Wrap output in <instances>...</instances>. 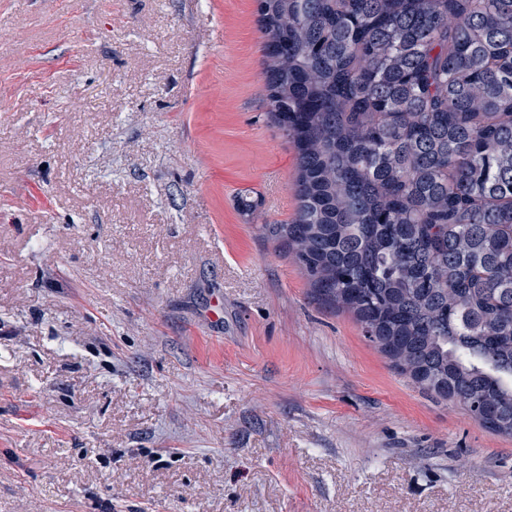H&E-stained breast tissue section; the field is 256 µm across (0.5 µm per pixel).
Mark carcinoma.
<instances>
[{
    "label": "carcinoma",
    "instance_id": "carcinoma-1",
    "mask_svg": "<svg viewBox=\"0 0 512 512\" xmlns=\"http://www.w3.org/2000/svg\"><path fill=\"white\" fill-rule=\"evenodd\" d=\"M295 218L262 224L423 392L512 436V0H256Z\"/></svg>",
    "mask_w": 512,
    "mask_h": 512
}]
</instances>
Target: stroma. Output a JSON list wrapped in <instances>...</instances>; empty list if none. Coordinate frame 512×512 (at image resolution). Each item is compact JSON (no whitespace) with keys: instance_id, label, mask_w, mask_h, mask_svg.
Masks as SVG:
<instances>
[{"instance_id":"obj_1","label":"stroma","mask_w":512,"mask_h":512,"mask_svg":"<svg viewBox=\"0 0 512 512\" xmlns=\"http://www.w3.org/2000/svg\"><path fill=\"white\" fill-rule=\"evenodd\" d=\"M264 59L254 0H0V512H512V437L259 232Z\"/></svg>"}]
</instances>
